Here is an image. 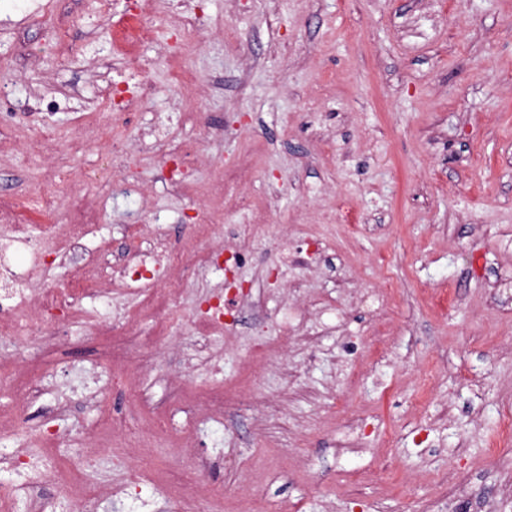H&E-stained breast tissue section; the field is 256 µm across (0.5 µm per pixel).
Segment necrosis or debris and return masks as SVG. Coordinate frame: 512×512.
<instances>
[{"instance_id":"obj_1","label":"necrosis or debris","mask_w":512,"mask_h":512,"mask_svg":"<svg viewBox=\"0 0 512 512\" xmlns=\"http://www.w3.org/2000/svg\"><path fill=\"white\" fill-rule=\"evenodd\" d=\"M148 32L145 5L140 2L126 6L121 26L112 32L118 56L130 65L143 66V59L134 49ZM251 174L250 160L241 158L210 188L211 194L233 208H251L253 221L241 225L236 239L226 238L223 220L203 206L193 237L174 242L157 225H140L134 230V240L115 262L108 256L109 241H99L93 249L86 244L88 231L99 222L100 212L89 207L85 199H73L62 216L53 193L43 191L28 199L0 193V221L14 225L18 243L30 252L33 262H41L43 252L42 239L30 235L25 224L30 209L52 219L43 239L58 240L62 250L71 253L83 252L96 269L93 278L74 280L63 289H31L25 287L24 272L14 265L12 257L0 255V340L9 345L12 393L11 409L0 415V442L13 445L11 451H0V465L26 471L31 484L23 500L14 488H1L0 512H16L21 503L26 512H56L54 503L48 502L42 491L47 482L53 484L56 496L67 499L72 512H105L112 501L134 499L141 485L139 467L151 453L143 432L133 423L137 410L155 415L154 429L161 433L169 432L173 412L192 413L194 425L183 427L175 442L177 451L191 457L192 468L189 473L163 479L164 495L174 512H224L223 492L206 479L213 461L195 453L198 424L224 419L228 398L223 386L195 391L190 389L186 373L170 374L166 377L169 401L160 406L146 391L144 379L154 372L158 352L169 345L177 331L187 330L190 342H205L223 335L230 327L229 317L239 310L258 306L253 289L241 287L234 280L236 270L247 260L243 242L251 241L258 229L270 223L266 211L252 208L249 198L237 190ZM215 269L224 273L223 292L205 314L184 320L177 311L178 300L189 286ZM107 285L113 293L137 296V307L117 317L108 306L82 310L84 299L102 293ZM61 317L70 326L87 325L111 345L107 382L111 392L127 403L122 409L107 401L100 391L84 393L82 400L95 415L76 453L69 450L67 433L48 426L35 434L27 420L30 404L47 392L40 374L42 352L70 341L57 324ZM116 444L121 447L123 459L132 464L127 480L117 486L93 481L102 455L111 454Z\"/></svg>"}]
</instances>
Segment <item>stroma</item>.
<instances>
[{"label":"stroma","mask_w":512,"mask_h":512,"mask_svg":"<svg viewBox=\"0 0 512 512\" xmlns=\"http://www.w3.org/2000/svg\"><path fill=\"white\" fill-rule=\"evenodd\" d=\"M199 11L224 34L190 50L172 0H158L138 48L156 61L142 80L158 93L131 123L109 110L17 114L0 135V189L96 201L88 243L111 239L116 257L135 224L177 239L198 204L168 190L162 147L137 144L153 124L176 123L166 59L184 56L209 89L193 109L224 126L217 140L193 130L187 180L205 187L250 155L254 177L240 191L275 222L238 271L263 309L208 342L190 382L239 383L256 321L276 336L309 304L327 324L320 355L293 336L257 367L254 389L273 406L201 424L198 453L223 451L230 435L240 454L287 455L264 484L268 512H431L453 468L493 497L512 468L500 427L512 413V0H201ZM111 62L94 0H0V87L15 101L49 88L96 102L90 72ZM44 121L53 154L69 160L61 181L26 150ZM127 176L147 196L122 186ZM282 234L299 262L278 272L271 239ZM388 276L393 305L375 297ZM379 325L383 347L342 349L343 335L366 339ZM98 358L88 334L48 364L57 387L32 408L31 428L55 416L62 391L96 387ZM355 420L364 447L339 451Z\"/></svg>","instance_id":"35a3bbf8"}]
</instances>
